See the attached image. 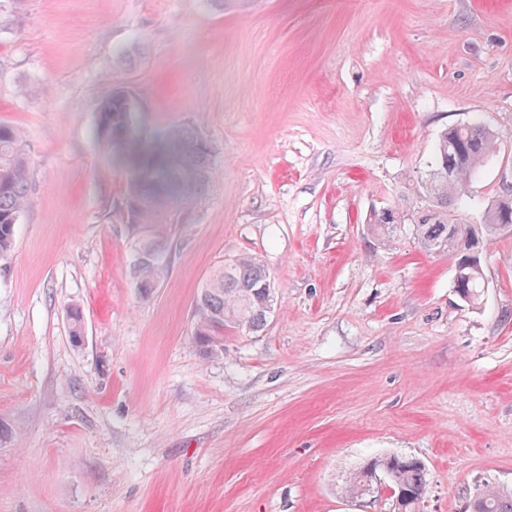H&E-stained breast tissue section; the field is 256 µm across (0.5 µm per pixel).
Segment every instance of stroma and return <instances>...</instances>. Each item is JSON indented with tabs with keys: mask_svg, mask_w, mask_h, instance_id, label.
Wrapping results in <instances>:
<instances>
[{
	"mask_svg": "<svg viewBox=\"0 0 512 512\" xmlns=\"http://www.w3.org/2000/svg\"><path fill=\"white\" fill-rule=\"evenodd\" d=\"M120 86L148 142L198 126L210 183L170 227L168 275H129L126 166L94 137ZM32 191L0 259V512H389L349 496L374 457L426 466L423 512L512 492V234L480 304L411 225L441 131L502 139L458 206L512 183V0H0V124ZM258 256V332L193 341L211 269ZM79 308L83 339L68 312ZM392 208V207H390ZM394 211L387 217L384 212L377 211L373 213L370 218L371 230L380 239L389 241L393 236V233L397 231L401 224H406L409 221L408 218L400 222L397 218L402 215L406 217L409 214L404 213L399 208L393 207Z\"/></svg>",
	"mask_w": 512,
	"mask_h": 512,
	"instance_id": "obj_1",
	"label": "stroma"
}]
</instances>
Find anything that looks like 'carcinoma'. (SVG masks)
Returning a JSON list of instances; mask_svg holds the SVG:
<instances>
[{"label": "carcinoma", "instance_id": "1", "mask_svg": "<svg viewBox=\"0 0 512 512\" xmlns=\"http://www.w3.org/2000/svg\"><path fill=\"white\" fill-rule=\"evenodd\" d=\"M142 111L135 94L122 87L100 105L95 136L109 159L130 170L123 201L127 223L139 228L129 273L140 294L147 297L170 270V249L153 217L175 200L194 197L209 182L213 151L193 126L172 129L167 138L150 145L137 127L134 115ZM499 136L479 124H464L441 132L422 186V200L411 217L414 239L427 254L454 258V287L471 304L480 303L485 288L482 252L499 235L504 217L500 199L485 208L477 224L458 218L448 202L466 196L483 163L496 149ZM30 157L21 131L0 124V258L11 251L15 226L30 203ZM403 211L390 215L378 211L370 218L372 232L389 240L401 224ZM269 274L261 261L249 254L215 269L202 284L195 301L193 340L205 357L220 352L224 333L239 329L261 330L267 321L264 307ZM386 475V483L402 492L401 512H421L427 493V471L418 459L389 454L372 459L353 473L346 491L359 497L374 488L373 475ZM468 512H512V494L486 485L469 500Z\"/></svg>", "mask_w": 512, "mask_h": 512}]
</instances>
